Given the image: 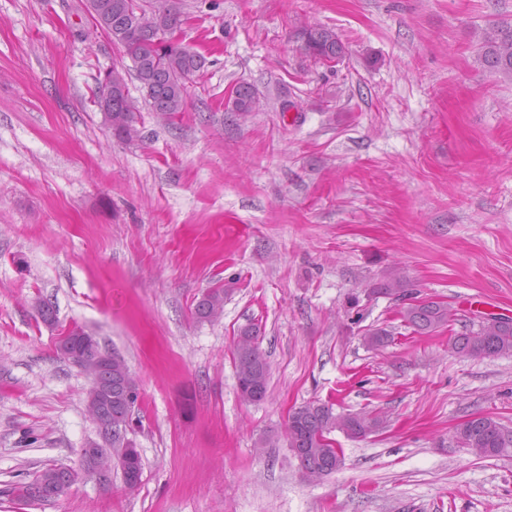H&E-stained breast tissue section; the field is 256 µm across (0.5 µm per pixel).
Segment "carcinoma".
<instances>
[{"label": "carcinoma", "mask_w": 512, "mask_h": 512, "mask_svg": "<svg viewBox=\"0 0 512 512\" xmlns=\"http://www.w3.org/2000/svg\"><path fill=\"white\" fill-rule=\"evenodd\" d=\"M112 4V24L102 23L103 31L129 59L135 78L143 91V100L154 112L173 115L184 110L187 97L186 82L204 65V58L187 50L176 40L159 37V33L173 31L183 24L178 0H154L149 5L143 0H107ZM297 38L303 52L318 62H340L347 49L340 35L332 28L316 25L298 30ZM482 67L512 80V23L494 22L485 29L478 56ZM125 66H112L98 79L97 101L112 98V111L103 113L105 124L112 133L129 140L135 134L134 123L139 112L138 100L130 95ZM258 98L251 85L240 84L233 91L231 111L252 112ZM374 292L391 295L404 302L402 317L407 325L420 334L436 332L456 320V310L440 301L416 300L401 278L380 283ZM224 309V289L208 290L197 302L194 317L199 321L212 320ZM261 328L255 323L242 327L234 348L237 391L248 403L266 398L269 383V363L258 346ZM452 349L467 358H498L512 354V320L490 317L476 329H465L455 334ZM382 418L373 412L336 414L326 403L307 402L288 416V446L298 460L303 478H319L338 471L344 464L337 455L330 438L340 431L349 438H361L379 432ZM460 446L478 458L498 457L504 453V441L512 439V432L491 416L473 415L455 428ZM129 448L131 466L142 472L141 456L136 445L118 435L105 439L102 449L120 454ZM53 472L44 469L31 482L14 488L18 499L33 502L32 487L50 485Z\"/></svg>", "instance_id": "obj_1"}]
</instances>
